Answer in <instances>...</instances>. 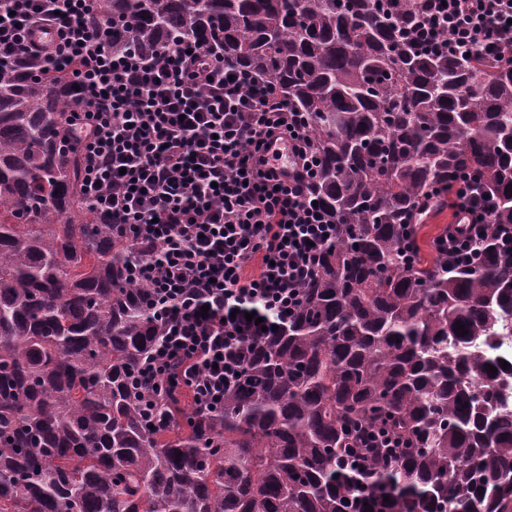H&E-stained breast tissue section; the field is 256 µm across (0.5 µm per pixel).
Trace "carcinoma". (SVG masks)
I'll return each instance as SVG.
<instances>
[{
	"label": "carcinoma",
	"instance_id": "carcinoma-1",
	"mask_svg": "<svg viewBox=\"0 0 512 512\" xmlns=\"http://www.w3.org/2000/svg\"><path fill=\"white\" fill-rule=\"evenodd\" d=\"M399 3L101 0L110 43L149 57L191 36L286 93L337 224L224 407L164 400L161 428L134 382L160 339L152 292L66 145L82 94L0 66V512H512V415L488 402L509 369L470 349L512 332V64L400 40L416 2ZM466 170L497 207L477 258L450 263L417 225ZM361 424L407 447L352 467Z\"/></svg>",
	"mask_w": 512,
	"mask_h": 512
}]
</instances>
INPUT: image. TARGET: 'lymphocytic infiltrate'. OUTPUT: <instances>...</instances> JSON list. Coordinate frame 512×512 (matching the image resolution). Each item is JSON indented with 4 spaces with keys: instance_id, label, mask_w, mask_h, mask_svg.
I'll use <instances>...</instances> for the list:
<instances>
[{
    "instance_id": "lymphocytic-infiltrate-1",
    "label": "lymphocytic infiltrate",
    "mask_w": 512,
    "mask_h": 512,
    "mask_svg": "<svg viewBox=\"0 0 512 512\" xmlns=\"http://www.w3.org/2000/svg\"><path fill=\"white\" fill-rule=\"evenodd\" d=\"M97 0H6L0 64L19 54L42 77L84 90L67 112L82 160L81 194L103 224H125L133 279L153 291L161 341L139 371L150 395L190 396L201 411L224 404L243 364L302 304L318 252L336 226L313 204L317 165L308 120L276 87L225 66L220 51L186 37L145 59L112 48L85 22ZM402 39L438 54L512 43V0H425ZM53 28L44 50L33 27ZM287 144L280 167L273 143ZM452 222L438 252L464 257L492 222L481 177L453 176ZM256 313L263 325L247 321Z\"/></svg>"
}]
</instances>
